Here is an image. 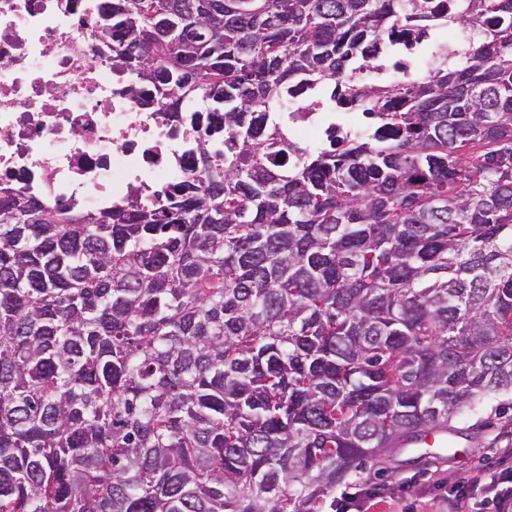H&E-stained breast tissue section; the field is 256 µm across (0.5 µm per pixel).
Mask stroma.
Masks as SVG:
<instances>
[{
    "label": "stroma",
    "instance_id": "obj_1",
    "mask_svg": "<svg viewBox=\"0 0 512 512\" xmlns=\"http://www.w3.org/2000/svg\"><path fill=\"white\" fill-rule=\"evenodd\" d=\"M511 394H493L479 411L453 419L448 439L453 451L432 446L406 448L377 466L351 476L333 493L337 502L363 489L379 493L381 501L370 512H448L468 476L497 467V451L512 448Z\"/></svg>",
    "mask_w": 512,
    "mask_h": 512
}]
</instances>
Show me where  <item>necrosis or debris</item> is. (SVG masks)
<instances>
[{"label":"necrosis or debris","instance_id":"4bbe7bcc","mask_svg":"<svg viewBox=\"0 0 512 512\" xmlns=\"http://www.w3.org/2000/svg\"><path fill=\"white\" fill-rule=\"evenodd\" d=\"M103 0H0V187L48 207L99 211L126 202L162 208L165 192L198 178L199 133L185 113H163L153 92L131 93L98 25ZM379 72L395 80L429 69L416 36L393 34ZM319 90L288 93L289 137L320 149Z\"/></svg>","mask_w":512,"mask_h":512}]
</instances>
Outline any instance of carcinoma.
Returning <instances> with one entry per match:
<instances>
[{"label":"carcinoma","instance_id":"carcinoma-1","mask_svg":"<svg viewBox=\"0 0 512 512\" xmlns=\"http://www.w3.org/2000/svg\"><path fill=\"white\" fill-rule=\"evenodd\" d=\"M425 3L108 0L112 59L224 150L162 211L3 190L0 512H325L512 392V0ZM444 20L460 61L341 94L371 137L288 139L282 92Z\"/></svg>","mask_w":512,"mask_h":512}]
</instances>
